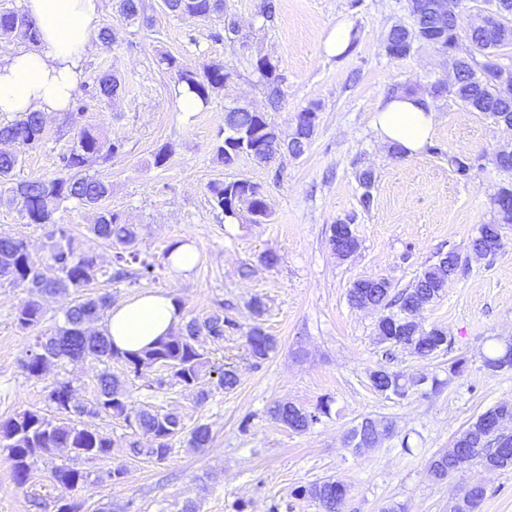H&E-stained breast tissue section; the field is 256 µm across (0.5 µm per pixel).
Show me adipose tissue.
<instances>
[{"label":"adipose tissue","instance_id":"ef3b65f1","mask_svg":"<svg viewBox=\"0 0 512 512\" xmlns=\"http://www.w3.org/2000/svg\"><path fill=\"white\" fill-rule=\"evenodd\" d=\"M22 5L38 37L0 59V115H62L85 80L103 0H22ZM436 123L434 107L420 94L390 95L373 119L379 141L410 156L424 149ZM184 322L171 293L147 290L113 307L103 329L119 351L139 352L177 332Z\"/></svg>","mask_w":512,"mask_h":512}]
</instances>
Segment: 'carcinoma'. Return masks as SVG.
I'll return each mask as SVG.
<instances>
[{"mask_svg": "<svg viewBox=\"0 0 512 512\" xmlns=\"http://www.w3.org/2000/svg\"><path fill=\"white\" fill-rule=\"evenodd\" d=\"M163 4L165 10L175 16H190L202 22H209L224 12V0H163ZM408 5L414 28L391 29L385 43L387 55L405 57L416 42L428 43L442 54L451 49L463 51L469 63L457 72L453 97L471 112L489 111L512 119V98L504 100L493 92L491 69L487 68V57L492 52L491 40L486 34L480 29L461 34L454 16L437 18L429 13L428 0H408ZM37 36L35 23L27 15L14 9H0V39L18 38L31 43ZM253 69L263 86L268 106L277 111L282 98V77L274 59L269 55L258 57ZM229 78L230 73L223 63L211 61L199 71H178L177 86L193 95L205 108L212 97L224 89ZM122 89V79L106 70L96 78L93 97L110 99ZM70 106L71 111L65 113L68 124L86 114L90 100L79 97ZM298 118L307 124V128L280 142L270 137L275 124L268 113L245 106L229 107L225 110L224 129L219 131L224 139L216 145V154L225 164L231 162V157L239 158L245 154L258 163L268 164L284 149L300 156L315 132L318 107L313 105L301 110ZM44 132V116L40 112H29L0 123V141L26 143L30 148L38 147ZM124 147L123 139H103L96 126L86 124L78 128L71 148L60 154V175L21 181L12 188L11 196L0 195V204L21 203L20 212L26 223L53 225L47 253L42 258L31 252L24 239L0 233V282L22 287L28 293V299L16 310L15 324L22 330L33 331L44 320L40 297L58 294L71 297L64 313L65 325L53 333L35 336V344L23 359L22 368L27 375L40 378L53 362L92 358L104 365L113 360L122 361L137 374L160 359L174 366L176 371L158 379L155 389L180 386L191 391L196 402L201 404L212 395L206 379L209 360L203 342L208 338L222 340L224 335L241 330V324L224 315V311H216L202 319H190L175 334L159 340L142 353L124 354L114 350L104 331L89 328L104 319L112 305L111 297L92 295L88 288L98 283L126 282L133 287L143 281H154L161 264L137 252L133 226L124 223L116 212L102 210L97 222L89 227L96 238L113 249L112 260L107 265L98 262L93 254L78 251L70 228L52 220L56 206L63 202L76 200L86 206L98 205L108 196L109 185L97 175L89 174V169L123 152ZM19 162V153L0 151V185L13 180ZM358 182L363 188L359 203L368 211L374 200L371 172L360 173ZM209 192L214 208L224 217L233 220L238 210L245 209L255 215L254 223L268 222L266 191L261 184L251 183L247 194L238 190L236 181L224 180L211 183ZM497 195L503 200L502 209L496 211L492 222L480 226L479 235L472 241V250L480 255L501 249L503 230L512 224V183L500 186ZM461 266V256L450 251L445 255V261L426 266L411 285L397 293L393 292L392 283L386 278L378 279V288H363L355 280L348 290V300L359 307L389 309L376 324L378 342L390 348L400 346L413 355L427 358L448 344V334L438 326L425 329L416 321L412 310L440 299ZM246 339L249 354L257 363L267 359L276 348L275 338L259 326L249 328ZM369 380L376 392L387 391L399 399L406 398L415 387L411 377L383 366L371 371ZM48 400L52 407L48 414L25 409L0 419V447L7 451L13 481L21 488L31 479L34 459L51 455L60 448L67 449L76 460L110 454L112 438L77 421L85 414L126 422L133 430L126 446L129 455L137 459L165 460L172 450V440L184 433V423L178 412H159L143 405L135 406L124 382L107 367L97 375L95 395L88 402L76 400L71 383L58 379L48 386ZM329 410V402L322 401L313 411L279 404L273 407L272 413L275 419L304 432L318 422L320 416L329 414ZM508 420H512L511 403L488 407L468 424L452 448L433 456L429 462L430 475L443 481L458 463L486 470H512V433H506L502 428V423ZM388 430L389 425L365 418L351 429L347 444L360 453L376 444V434ZM211 440V429L203 424L188 433L187 443L191 448L201 449L209 447ZM51 479L68 492L56 500V512H82L83 504L74 499V493L85 487L87 475L76 467L62 464L52 469ZM300 494L319 502L325 512H331L336 503L346 502L349 488L343 481L329 478L300 490ZM485 494L481 483L469 484V508L465 512H480Z\"/></svg>", "mask_w": 512, "mask_h": 512, "instance_id": "cac0c4a2", "label": "carcinoma"}]
</instances>
